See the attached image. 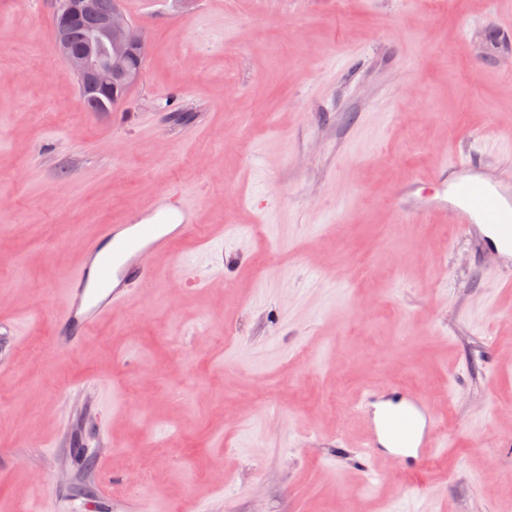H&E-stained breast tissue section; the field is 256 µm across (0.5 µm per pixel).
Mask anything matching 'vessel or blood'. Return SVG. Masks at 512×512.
Listing matches in <instances>:
<instances>
[{
	"label": "vessel or blood",
	"mask_w": 512,
	"mask_h": 512,
	"mask_svg": "<svg viewBox=\"0 0 512 512\" xmlns=\"http://www.w3.org/2000/svg\"><path fill=\"white\" fill-rule=\"evenodd\" d=\"M434 180L437 194L424 198L415 196L411 183L397 186L395 205L413 215L435 217L440 224L466 225L473 242L500 263L512 265V183L488 178L483 160L471 157L443 163ZM199 233V225L174 190L163 195L150 213L134 215L126 224L104 225L69 278L56 315L55 351L75 350L91 328L147 285L159 254ZM361 401L379 407L367 417L362 442V463L368 469L379 470L386 456L420 463L441 454L435 414L420 395L396 390L382 397L369 386Z\"/></svg>",
	"instance_id": "obj_1"
}]
</instances>
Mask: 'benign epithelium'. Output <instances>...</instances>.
<instances>
[{
	"label": "benign epithelium",
	"mask_w": 512,
	"mask_h": 512,
	"mask_svg": "<svg viewBox=\"0 0 512 512\" xmlns=\"http://www.w3.org/2000/svg\"><path fill=\"white\" fill-rule=\"evenodd\" d=\"M53 22L59 56L78 75L83 89L101 95L108 112L123 99L124 91L143 75L145 38L126 15L122 0H53ZM78 20L89 22L85 41L73 47L70 30Z\"/></svg>",
	"instance_id": "1"
}]
</instances>
